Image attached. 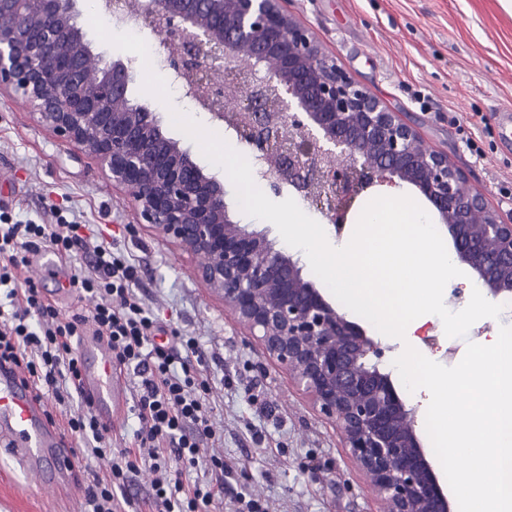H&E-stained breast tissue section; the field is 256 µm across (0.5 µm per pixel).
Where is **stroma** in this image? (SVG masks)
I'll use <instances>...</instances> for the list:
<instances>
[{
    "mask_svg": "<svg viewBox=\"0 0 512 512\" xmlns=\"http://www.w3.org/2000/svg\"><path fill=\"white\" fill-rule=\"evenodd\" d=\"M91 6L92 0H74L87 41L104 60L132 67L130 98L159 113L168 137L186 139L172 124L174 108L223 134V124L183 93L171 92L165 104L142 92L141 58L96 35L85 20ZM283 6L337 66L400 113L427 146L446 153L490 208L512 211V198L500 192L512 187V150L502 147L495 129L499 108L512 104V14L500 0H284ZM390 193L413 197L417 191L405 183L373 186L339 226L309 204L301 209L338 245L349 238L363 207ZM226 202L233 220L288 251L304 277L314 280L306 254L288 247L271 222L242 213L234 189H227ZM59 215L82 224L84 235L111 245L135 267L132 288L163 325L197 337L200 367L213 381V421L224 437L216 450L232 468L212 512H234L243 496L267 500L272 512H375L369 483L340 428L197 278V259L137 224L131 196L113 187L91 156L60 143L22 94L0 93V223L51 224ZM494 325L476 323L466 337L450 338L432 315L405 341L371 325L366 331L391 373L408 345L455 366L467 343L480 342ZM257 394L269 401V410L252 403ZM81 502L80 484L60 494L40 490L9 454L0 453V512H80Z\"/></svg>",
    "mask_w": 512,
    "mask_h": 512,
    "instance_id": "stroma-1",
    "label": "stroma"
}]
</instances>
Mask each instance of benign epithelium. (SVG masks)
<instances>
[{
  "instance_id": "7a95c632",
  "label": "benign epithelium",
  "mask_w": 512,
  "mask_h": 512,
  "mask_svg": "<svg viewBox=\"0 0 512 512\" xmlns=\"http://www.w3.org/2000/svg\"><path fill=\"white\" fill-rule=\"evenodd\" d=\"M140 18L181 52L174 77L247 152L276 193L288 188L340 223L381 182L415 187L448 228L456 258L497 297L512 295V216L503 219L448 155L323 53L281 0H138ZM0 87L22 93L60 141L94 157L133 198L146 224L200 259L196 276L288 369L336 423L369 479L377 512H454L415 429L413 410L380 368L381 348L302 275L299 263L233 221L224 187L167 137L155 113L126 112L132 80L122 60L96 57L99 82L56 86L81 59L73 0H0Z\"/></svg>"
}]
</instances>
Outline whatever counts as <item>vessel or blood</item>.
<instances>
[{"label":"vessel or blood","mask_w":512,"mask_h":512,"mask_svg":"<svg viewBox=\"0 0 512 512\" xmlns=\"http://www.w3.org/2000/svg\"><path fill=\"white\" fill-rule=\"evenodd\" d=\"M32 265L42 276L61 281L66 278L65 264L53 250L36 252ZM78 352L87 359L81 387L92 399L100 421L112 424L126 411V376L114 367L108 345L92 332L80 336ZM0 444L38 485L61 486L74 470V461L64 449L60 432L49 422L45 405L36 399L32 383L16 368L0 369Z\"/></svg>","instance_id":"1"}]
</instances>
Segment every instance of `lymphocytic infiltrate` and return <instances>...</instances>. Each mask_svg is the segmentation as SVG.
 <instances>
[{
  "label": "lymphocytic infiltrate",
  "instance_id": "f902f5d3",
  "mask_svg": "<svg viewBox=\"0 0 512 512\" xmlns=\"http://www.w3.org/2000/svg\"><path fill=\"white\" fill-rule=\"evenodd\" d=\"M75 230L72 224H0V363L26 372L39 398L76 400V411L62 424L64 433L109 462L105 473L85 486L84 512H126L134 504L127 474L143 465L154 475L152 487L164 512H206L223 493L229 466L223 456L201 455L202 442L216 440L217 432L211 380L192 363L199 342L175 330L165 343H156L162 326L133 294L132 267L115 257L111 246ZM44 247L80 254L69 286L78 300H94L90 313L61 312L32 280L23 279L30 254ZM88 328L138 379L133 412L139 429L119 450L82 394L75 343ZM201 465L211 475L208 483L183 479V472Z\"/></svg>",
  "mask_w": 512,
  "mask_h": 512
}]
</instances>
